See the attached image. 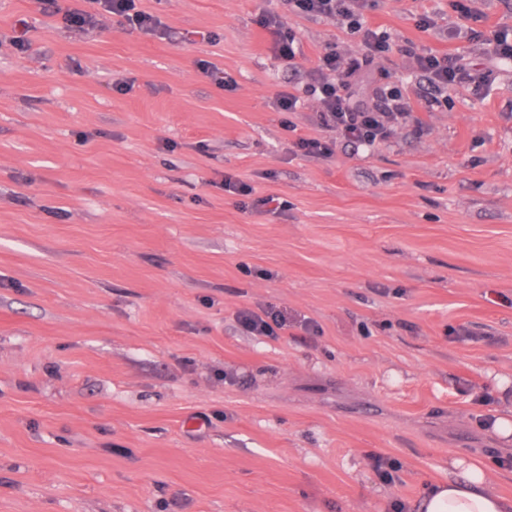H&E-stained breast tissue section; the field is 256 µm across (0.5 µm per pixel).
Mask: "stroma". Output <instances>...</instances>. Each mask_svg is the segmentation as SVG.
I'll list each match as a JSON object with an SVG mask.
<instances>
[{"label": "stroma", "instance_id": "stroma-1", "mask_svg": "<svg viewBox=\"0 0 512 512\" xmlns=\"http://www.w3.org/2000/svg\"><path fill=\"white\" fill-rule=\"evenodd\" d=\"M79 4L0 0V512H418L455 454L512 501L487 425L512 410V63L486 54L512 0H367L393 50L353 98L398 86L417 121L328 160L293 152L332 138L317 105L273 101L329 48L362 59L345 25L288 16L289 65L259 23L282 0H139L164 38L107 12L80 32ZM426 49L482 94L432 102ZM243 308L319 332L253 336ZM417 70L434 91L442 93L448 87L462 83H473L479 90L480 82L460 54L438 55L433 51H424L415 55Z\"/></svg>", "mask_w": 512, "mask_h": 512}]
</instances>
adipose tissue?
Instances as JSON below:
<instances>
[{
  "mask_svg": "<svg viewBox=\"0 0 512 512\" xmlns=\"http://www.w3.org/2000/svg\"><path fill=\"white\" fill-rule=\"evenodd\" d=\"M449 469L448 480L425 487L419 512H512V504L488 487L489 473L483 465L456 458Z\"/></svg>",
  "mask_w": 512,
  "mask_h": 512,
  "instance_id": "ef3b65f1",
  "label": "adipose tissue"
}]
</instances>
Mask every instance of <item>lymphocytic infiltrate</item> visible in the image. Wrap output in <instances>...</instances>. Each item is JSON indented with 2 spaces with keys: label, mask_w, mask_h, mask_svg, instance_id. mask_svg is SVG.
<instances>
[{
  "label": "lymphocytic infiltrate",
  "mask_w": 512,
  "mask_h": 512,
  "mask_svg": "<svg viewBox=\"0 0 512 512\" xmlns=\"http://www.w3.org/2000/svg\"><path fill=\"white\" fill-rule=\"evenodd\" d=\"M101 9L120 17L128 25L147 34H166L161 20L151 13L137 9L136 0H93ZM366 0H283L288 13L317 16L346 23L351 32L360 34L370 55L388 53L391 45L387 35L365 26L362 10ZM417 70L428 86L436 92L448 87L476 82L477 77L468 67L464 56L439 55L431 51L417 54ZM361 65L358 60L344 59L336 51H328L319 59L318 75L304 86L302 93L278 91L275 103L284 112L295 111L301 97L317 101L318 120L335 131L332 139L301 137L295 142L297 152L310 158H330L336 153L338 142L355 147H371L387 141L412 118V108L399 87L378 90L370 103L355 104L349 89Z\"/></svg>",
  "instance_id": "obj_1"
}]
</instances>
